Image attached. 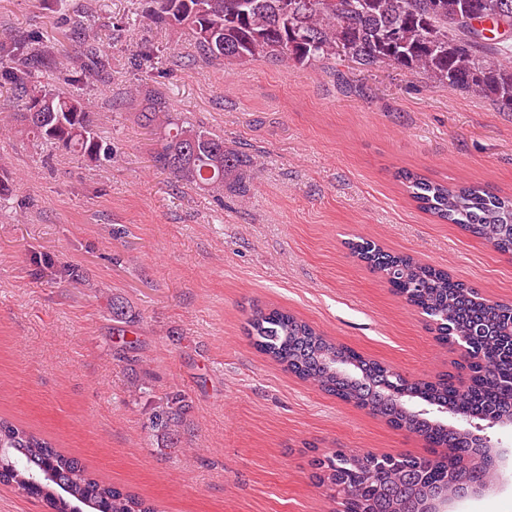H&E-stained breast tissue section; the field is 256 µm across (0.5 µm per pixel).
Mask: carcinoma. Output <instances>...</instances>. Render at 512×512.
Returning a JSON list of instances; mask_svg holds the SVG:
<instances>
[{"mask_svg":"<svg viewBox=\"0 0 512 512\" xmlns=\"http://www.w3.org/2000/svg\"><path fill=\"white\" fill-rule=\"evenodd\" d=\"M150 22L189 30L196 52L211 62H278L318 65L336 58L363 68L387 65L426 74L434 83L491 99L512 111V45L508 33L471 26L479 19L512 26V0H152ZM9 65L0 82L19 87L23 112L0 116V129L35 142L76 152L90 162L112 159L115 146L96 131L94 113L69 89L42 80L58 59L24 37L3 49ZM88 62L106 74L109 60L90 43ZM139 119L158 129L153 167L187 185L223 197L240 188L254 158L224 145V137L170 111L150 87L134 90ZM399 177L424 212L456 224L494 250L512 254V195L481 185L450 186L409 170ZM351 253L378 271L392 291L418 309L445 345H464L474 361L469 388L458 391L445 380H418L406 386L405 400L386 395L393 368L367 359L279 309L256 310L247 319L253 345L286 371L317 389L416 433L451 456L472 454L467 434L437 418L414 412L411 402L430 401L471 419L512 421V305L492 303L447 272L409 255L391 254L367 240L348 243ZM189 410L174 394L151 415L152 428L176 435ZM0 483L39 500L50 512H158L130 491L90 474L77 459L40 434L0 418ZM319 484L339 501L342 512H403L442 488L444 458L428 460L334 452L318 461Z\"/></svg>","mask_w":512,"mask_h":512,"instance_id":"obj_1","label":"carcinoma"}]
</instances>
